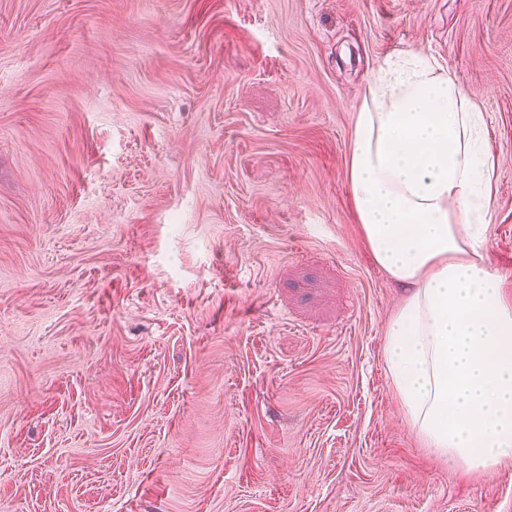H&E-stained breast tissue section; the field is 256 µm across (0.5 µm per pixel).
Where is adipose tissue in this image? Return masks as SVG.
Here are the masks:
<instances>
[{"instance_id": "adipose-tissue-1", "label": "adipose tissue", "mask_w": 512, "mask_h": 512, "mask_svg": "<svg viewBox=\"0 0 512 512\" xmlns=\"http://www.w3.org/2000/svg\"><path fill=\"white\" fill-rule=\"evenodd\" d=\"M484 114L419 53L370 80L348 182L377 265L406 293L384 360L425 447L464 471L512 460V300L484 247Z\"/></svg>"}]
</instances>
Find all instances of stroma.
<instances>
[{
  "label": "stroma",
  "mask_w": 512,
  "mask_h": 512,
  "mask_svg": "<svg viewBox=\"0 0 512 512\" xmlns=\"http://www.w3.org/2000/svg\"><path fill=\"white\" fill-rule=\"evenodd\" d=\"M409 52L485 115L512 295V0H0V512H512L384 364L347 166Z\"/></svg>",
  "instance_id": "obj_1"
}]
</instances>
